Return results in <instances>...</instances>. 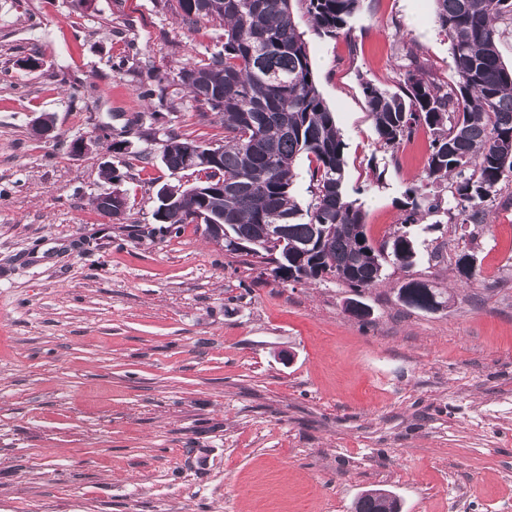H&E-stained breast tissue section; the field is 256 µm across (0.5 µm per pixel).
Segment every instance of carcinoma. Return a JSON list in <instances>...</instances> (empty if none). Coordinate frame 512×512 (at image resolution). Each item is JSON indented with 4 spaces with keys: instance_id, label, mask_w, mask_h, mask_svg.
<instances>
[{
    "instance_id": "carcinoma-1",
    "label": "carcinoma",
    "mask_w": 512,
    "mask_h": 512,
    "mask_svg": "<svg viewBox=\"0 0 512 512\" xmlns=\"http://www.w3.org/2000/svg\"><path fill=\"white\" fill-rule=\"evenodd\" d=\"M182 23L193 29L220 20L224 43L202 64L177 74L189 89L201 122L209 115L224 127L217 166L193 159L188 144L210 145L187 134L167 136L161 162L171 173L199 174L170 203L159 201L158 224L178 231L222 224L234 238L253 239L260 224H284L288 252L272 256L259 245L253 255L310 280L335 279L372 288L385 276L386 260L408 268L417 257L414 237L397 230L376 250L359 237L365 213L346 182L345 143L316 85L308 49L297 31L291 0H175ZM313 28L335 38L347 30L363 0H303ZM436 21L448 37L455 81L443 84L415 57L399 90L362 81L380 142L395 148L422 126L431 141L421 186L403 223L420 216L423 188L450 184L457 224H485L487 204L512 175V68L501 60V24L512 20V0H434ZM309 162L311 199L301 206L292 190L301 159ZM385 488L364 491L353 512H395Z\"/></svg>"
}]
</instances>
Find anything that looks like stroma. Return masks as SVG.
<instances>
[{
  "mask_svg": "<svg viewBox=\"0 0 512 512\" xmlns=\"http://www.w3.org/2000/svg\"><path fill=\"white\" fill-rule=\"evenodd\" d=\"M291 7L381 243L430 133L384 146L360 82L396 90L415 57L452 82L434 0H363L336 38ZM223 41L164 0H0V512H352L376 487L402 512H512V177L476 228L452 223L444 193L409 229L415 265L367 289L170 233L156 193L191 176L161 163L167 133L224 141L172 78ZM78 139L90 149L72 152ZM110 165L119 222L93 205ZM412 279L448 305H405ZM350 299L370 316L346 313Z\"/></svg>",
  "mask_w": 512,
  "mask_h": 512,
  "instance_id": "stroma-1",
  "label": "stroma"
}]
</instances>
